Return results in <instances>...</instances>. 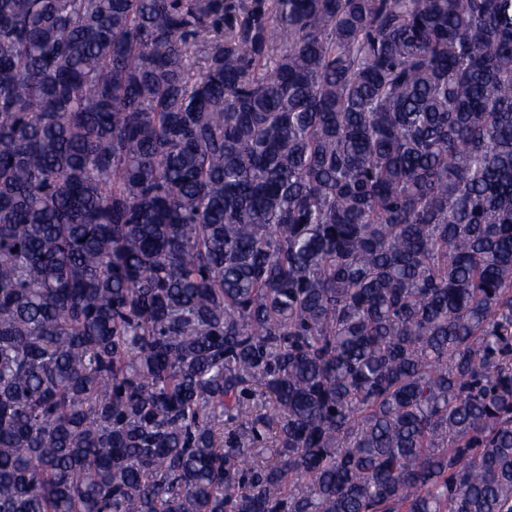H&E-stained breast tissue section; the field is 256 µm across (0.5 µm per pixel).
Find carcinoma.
Listing matches in <instances>:
<instances>
[{
	"label": "carcinoma",
	"instance_id": "1",
	"mask_svg": "<svg viewBox=\"0 0 512 512\" xmlns=\"http://www.w3.org/2000/svg\"><path fill=\"white\" fill-rule=\"evenodd\" d=\"M0 512H512V0H0Z\"/></svg>",
	"mask_w": 512,
	"mask_h": 512
}]
</instances>
